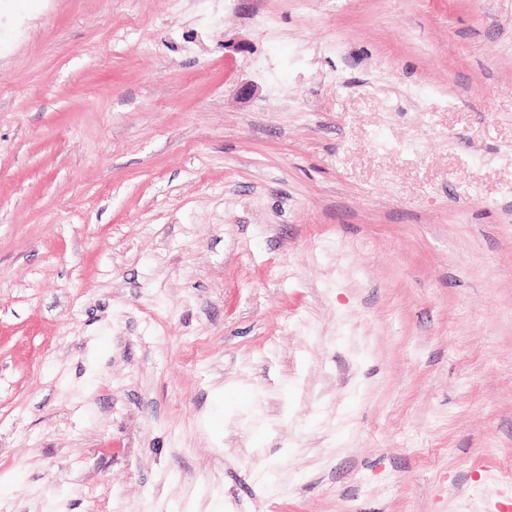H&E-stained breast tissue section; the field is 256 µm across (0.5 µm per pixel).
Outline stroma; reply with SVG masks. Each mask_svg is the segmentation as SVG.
<instances>
[{"label": "stroma", "mask_w": 512, "mask_h": 512, "mask_svg": "<svg viewBox=\"0 0 512 512\" xmlns=\"http://www.w3.org/2000/svg\"><path fill=\"white\" fill-rule=\"evenodd\" d=\"M512 0H0V512H512Z\"/></svg>", "instance_id": "1"}]
</instances>
